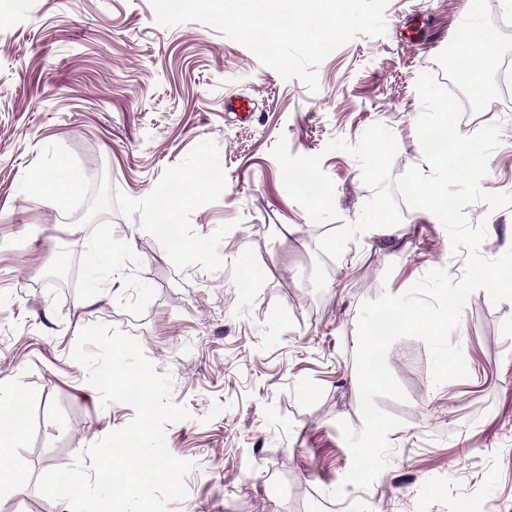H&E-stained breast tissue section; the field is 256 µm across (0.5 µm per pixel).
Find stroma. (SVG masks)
Instances as JSON below:
<instances>
[{
  "label": "stroma",
  "instance_id": "1",
  "mask_svg": "<svg viewBox=\"0 0 512 512\" xmlns=\"http://www.w3.org/2000/svg\"><path fill=\"white\" fill-rule=\"evenodd\" d=\"M477 8L497 59L512 57V0ZM466 11L467 0H388L385 33L331 53L313 92L204 23L159 25L151 0H11L0 15V391L22 394L27 413L4 462L21 475L0 487L7 512H62L39 478L135 416L127 404L102 405L72 357L94 324L135 338L190 413L165 429L169 451L194 464L170 512H512V301L469 297L450 334L467 377L434 384L423 341L391 345L388 367L406 398L376 403L401 425L372 483L348 485L340 426L363 427L362 304L403 294L434 269L461 278L464 258L443 225L403 201L393 237L361 234L336 260L319 249L371 196L358 160L329 142L357 144L380 123L396 140L393 175L430 173L416 82L427 72L452 87L448 51ZM501 80L494 67L483 94L464 91L459 127L471 135L500 124L479 186L512 193V95ZM231 96L250 99L251 114L225 111ZM205 140L226 187L190 224L201 236L229 225L214 272L177 269L140 215L113 210L83 226L84 210L70 218L19 190L42 148L60 144L90 180L141 199ZM281 140L293 155H321L337 220L314 223L290 197L272 155ZM464 212L486 225L484 257L512 247V208L475 202ZM110 233L128 248L95 259ZM340 486L345 498L333 500Z\"/></svg>",
  "mask_w": 512,
  "mask_h": 512
}]
</instances>
